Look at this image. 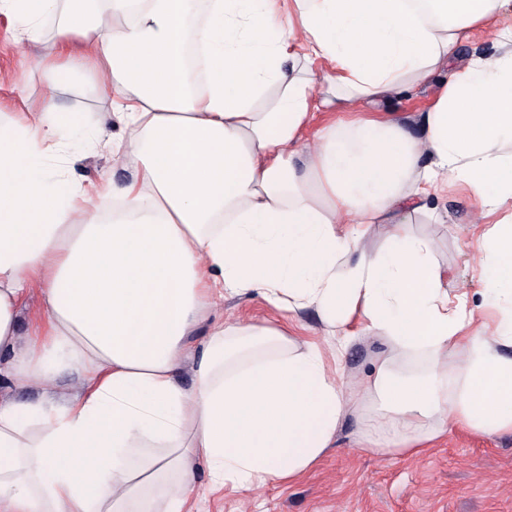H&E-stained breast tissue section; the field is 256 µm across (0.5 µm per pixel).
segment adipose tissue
Masks as SVG:
<instances>
[{
  "label": "adipose tissue",
  "instance_id": "adipose-tissue-1",
  "mask_svg": "<svg viewBox=\"0 0 512 512\" xmlns=\"http://www.w3.org/2000/svg\"><path fill=\"white\" fill-rule=\"evenodd\" d=\"M269 2L208 0L202 16L198 0H0L20 40L61 11L39 67L96 78L136 131L94 137L136 166L90 190L47 170L82 125L55 97L0 125L6 512H192L199 470L212 488L292 483L367 412L412 456L452 429L512 434V26L455 63L501 0H294L284 22ZM432 79L418 129L379 114ZM453 183L496 218L479 246L481 333L467 294L449 300L434 242L408 228ZM96 194L121 210L99 216ZM34 288L42 312L26 318ZM227 293L277 316L207 323ZM306 309L324 340L293 334ZM369 330L388 348L345 380ZM407 355L425 369L397 375Z\"/></svg>",
  "mask_w": 512,
  "mask_h": 512
}]
</instances>
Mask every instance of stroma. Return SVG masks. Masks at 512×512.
Instances as JSON below:
<instances>
[{"instance_id": "35a3bbf8", "label": "stroma", "mask_w": 512, "mask_h": 512, "mask_svg": "<svg viewBox=\"0 0 512 512\" xmlns=\"http://www.w3.org/2000/svg\"><path fill=\"white\" fill-rule=\"evenodd\" d=\"M57 22V15H46L40 39L20 42L15 20L0 14V121L33 111L53 94L63 111L81 113L88 127L101 125L114 136L129 137L130 129L118 120L110 100L96 93L93 80L79 79L76 90L59 92L38 67ZM60 164L86 185L108 178L123 181L134 166L132 159L116 161L105 150L90 151L78 143ZM426 203L441 219L414 215V232L435 242L436 258L448 271L449 295L464 288L471 304H478L483 288L478 247L492 218L483 216L477 198L459 185L427 197ZM271 314L258 297L227 296L216 300L211 317L248 321ZM369 424V417H348L335 446L316 468L289 485L260 483L245 492L228 487L213 492L205 487L206 474H198L204 486L199 512H512L511 434L479 436L453 430L422 455L400 456L386 449L389 432L384 428L373 434L377 448H358L354 438Z\"/></svg>"}]
</instances>
